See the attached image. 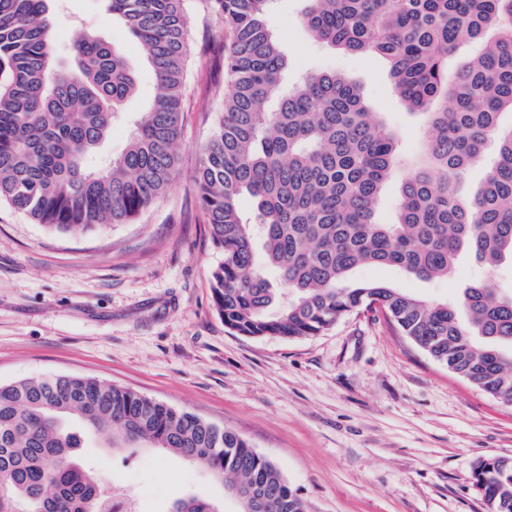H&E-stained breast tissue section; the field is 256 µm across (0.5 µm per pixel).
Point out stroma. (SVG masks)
<instances>
[{
  "label": "stroma",
  "mask_w": 512,
  "mask_h": 512,
  "mask_svg": "<svg viewBox=\"0 0 512 512\" xmlns=\"http://www.w3.org/2000/svg\"><path fill=\"white\" fill-rule=\"evenodd\" d=\"M303 0H277L267 21L288 75L331 70L382 113L403 159L423 145L419 116L402 104L385 59L315 43ZM54 54L69 63L92 31L121 52L137 78L102 152L118 157L130 118L156 93L151 67L103 0H51ZM180 167L170 191L133 223L62 236L0 201V383L55 375L95 377L231 429L271 459L307 512H488L477 465L512 460V404L452 373L398 332L383 312L362 311L322 335L249 338L228 329L212 300L223 253L211 242L195 171L227 80L214 20L189 8ZM512 288V263L484 272L461 254L455 273L423 281L391 267L353 278L381 281L431 301H456L473 279ZM78 456L104 485L123 483L145 512H167L194 493L239 505L207 469L158 448H104L91 434Z\"/></svg>",
  "instance_id": "stroma-1"
}]
</instances>
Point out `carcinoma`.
Instances as JSON below:
<instances>
[{
  "label": "carcinoma",
  "mask_w": 512,
  "mask_h": 512,
  "mask_svg": "<svg viewBox=\"0 0 512 512\" xmlns=\"http://www.w3.org/2000/svg\"><path fill=\"white\" fill-rule=\"evenodd\" d=\"M48 2L0 0V199L59 233L125 224L178 171L187 0H104L152 67L157 93L121 156L98 167L86 159L111 136L136 77L111 43L86 33L71 64L59 66ZM274 2L199 0L229 34V91L195 177L224 254L212 272L218 314L241 336L291 340L380 309L433 359L512 404V291L477 281L454 303L430 302L351 281L367 265L447 278L461 251L489 269L512 260V126L500 123L512 112V0H304L314 41L387 60L405 107L424 118V147L410 162L344 75L317 71L285 84L288 59L266 22ZM471 43L481 51L448 66ZM490 146L494 164L473 196H461L459 181ZM397 172L396 219L381 224L376 206ZM83 430L112 448H162L231 475L271 498L263 512H306L275 463L239 434L80 376L0 384V512H116L115 487L75 453ZM474 482L488 512H512V461L480 462ZM169 512L222 510L191 495Z\"/></svg>",
  "instance_id": "1"
}]
</instances>
